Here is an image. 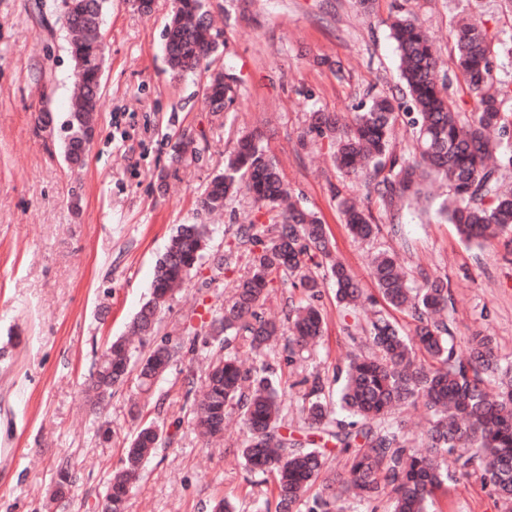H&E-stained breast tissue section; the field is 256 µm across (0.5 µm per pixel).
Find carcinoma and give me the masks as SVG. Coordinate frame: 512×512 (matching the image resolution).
I'll return each mask as SVG.
<instances>
[{
  "label": "carcinoma",
  "instance_id": "obj_1",
  "mask_svg": "<svg viewBox=\"0 0 512 512\" xmlns=\"http://www.w3.org/2000/svg\"><path fill=\"white\" fill-rule=\"evenodd\" d=\"M70 39L78 93L64 125L69 142L65 160L82 162L79 150L86 127L94 122L101 98L98 73L105 61L99 39L105 0H60ZM207 0H174L166 24L163 51L175 77H205L203 91L211 111L229 112L238 100V78L214 67L221 47L213 40ZM396 44L405 97L411 103L410 142L391 147L399 117L398 99L381 94L347 120L336 113L315 112L306 135L328 142L336 168L376 193L388 212L406 197L420 198L427 179L448 184L435 203V216L455 226L468 244L488 247L512 233V89L494 86V58L512 55V36L493 43L481 20L470 16L454 32L457 73L441 74L435 44L416 18L397 16L389 24ZM461 78L473 97V110L459 112L450 95L453 78ZM244 192L267 216L265 224H241L236 246L250 253L247 270L231 299L212 314L219 328L220 353L209 365L205 387L193 396L190 422L206 442L224 439L230 411L248 432L241 456L254 471L273 478L276 512H344L345 496L368 512H432L448 483L477 477L491 487L501 512H512V360L500 358L493 340L479 334L456 349L449 326L447 283L438 276L408 279L399 257L383 251L372 261V278L384 310L367 314L364 289L354 272L333 252L325 224L317 214L294 204L274 157L261 135H241L198 198V208L224 209L234 193ZM338 205L350 234L367 241L379 233L371 215L347 197ZM209 229L180 224L157 262L149 299L131 325L134 336L153 331L158 315L176 290L203 265ZM336 287V304L361 317L354 324L370 352L352 353L336 367L328 386L314 377L304 394L302 420L348 454L344 471L328 479L313 499L307 494L326 469L327 458L282 433L285 388L277 369L264 359L273 342H282L288 363L324 336L321 307L326 281ZM288 282L302 298L288 305V335L264 315L273 284ZM406 312L416 322L414 335L399 330L386 310ZM252 355L245 364L237 343ZM177 342L168 361L132 341L117 338L103 352L85 392L96 405L114 394L132 371L149 387L182 355ZM112 369V378L104 371ZM403 405L422 406L427 428L413 436L393 416ZM166 444L151 426L136 429L123 467L108 480L115 492L109 512H125L128 497L142 475L143 461Z\"/></svg>",
  "mask_w": 512,
  "mask_h": 512
}]
</instances>
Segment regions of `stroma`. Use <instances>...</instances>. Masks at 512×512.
I'll list each match as a JSON object with an SVG mask.
<instances>
[{
	"label": "stroma",
	"instance_id": "1",
	"mask_svg": "<svg viewBox=\"0 0 512 512\" xmlns=\"http://www.w3.org/2000/svg\"><path fill=\"white\" fill-rule=\"evenodd\" d=\"M58 0H0V512H101L105 485L121 467L133 430L159 422L168 440L145 464L126 512H211L225 498L254 512L271 497V477L251 472L242 436L206 447L188 425L184 394L201 387L215 349L194 342L207 312L230 297L248 261L218 267L240 224L266 218L244 196L208 216L211 262L191 276L163 311L155 339L189 346L150 394L128 378L94 413L83 388L112 339L128 335L147 301L154 266L181 224L197 222V199L244 132L260 129L282 180L301 205L322 218L337 255L369 296L377 289L371 260L398 254L410 276L419 270L448 280L457 341L491 336L512 358V236L481 249L463 243L454 225L434 219L421 201L402 202L398 234L377 197L367 206L382 227L369 241L350 236L333 190L363 195L337 170L326 146L300 140L315 112L350 113L370 95L398 93V56L389 35L397 15L419 18L441 59L452 64L450 33L471 12L468 0H217L215 26L224 35L219 60L239 80L238 103L214 116L199 76L173 78L163 33L173 0H153L150 13L131 0H109L97 136L82 165L64 159L63 129L41 132L38 116L63 122L75 90L67 31ZM205 138L199 159L183 154L185 137ZM323 343L305 371L289 366L281 347L267 359L290 382L284 413L288 434L306 440L301 380H330L354 347V319L337 307L333 284L321 300ZM109 421L102 438L98 425ZM69 465L66 499L53 496L56 474ZM440 512H500L490 487L470 478L449 485Z\"/></svg>",
	"mask_w": 512,
	"mask_h": 512
}]
</instances>
